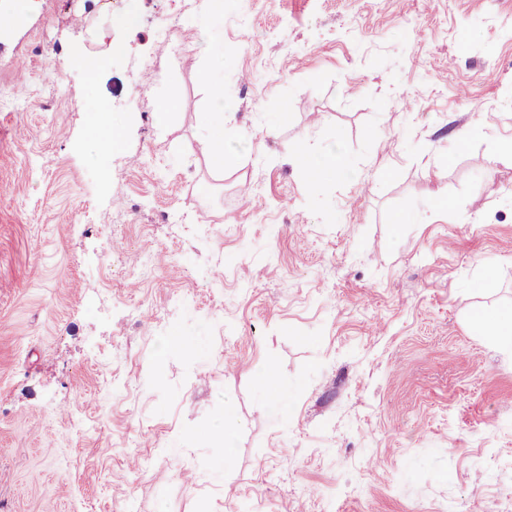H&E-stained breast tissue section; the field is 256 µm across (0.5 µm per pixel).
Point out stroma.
Segmentation results:
<instances>
[{"label":"stroma","mask_w":512,"mask_h":512,"mask_svg":"<svg viewBox=\"0 0 512 512\" xmlns=\"http://www.w3.org/2000/svg\"><path fill=\"white\" fill-rule=\"evenodd\" d=\"M126 8L0 35V512H512V0H224L221 170L204 0ZM207 121L211 128L210 138L207 141V157L212 163L217 160L214 166L216 169H224L226 155L224 152V92L216 90L210 101V106L205 112ZM295 155L298 158V163L302 167H308V162L311 163V168L313 169V173L310 174V180L317 184V180L321 178L324 174L337 171L343 165V158L341 154L332 149L328 152V154L324 158H318L315 155L310 154L305 150H296ZM470 322L475 332L491 336L505 349L512 351V312L505 314L482 311L476 313Z\"/></svg>","instance_id":"obj_1"}]
</instances>
